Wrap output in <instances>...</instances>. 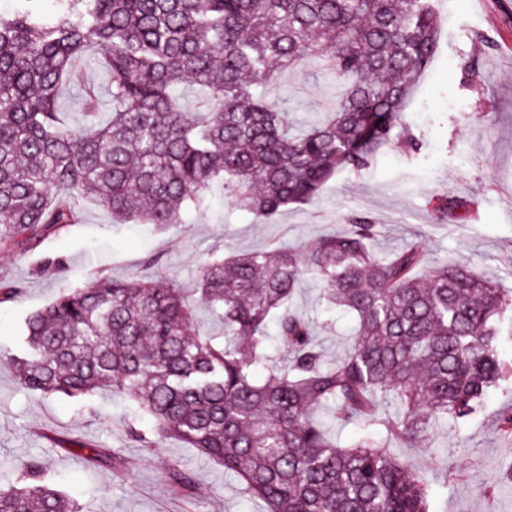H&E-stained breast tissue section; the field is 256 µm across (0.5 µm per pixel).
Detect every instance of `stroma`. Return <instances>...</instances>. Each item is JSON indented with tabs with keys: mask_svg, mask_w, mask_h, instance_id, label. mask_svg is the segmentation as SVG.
Listing matches in <instances>:
<instances>
[{
	"mask_svg": "<svg viewBox=\"0 0 512 512\" xmlns=\"http://www.w3.org/2000/svg\"><path fill=\"white\" fill-rule=\"evenodd\" d=\"M436 2L443 52L405 111L424 141L417 158H407L398 144L386 148L371 169L328 181L316 204L292 205L263 221L235 210L218 187L208 207L165 228L113 223L101 206L82 200L79 221L67 233L49 236L33 252H0V277L20 288L0 303V486L13 483L19 461L36 457L47 481L74 498L81 512H265L236 474L197 449L175 439L155 448L133 442L127 426L134 405L103 391L70 398L19 385L11 357L22 349L25 317L63 287L94 275L123 281L163 276L191 293L211 253L311 244L348 215L364 212L379 226L378 245L414 243L430 262L460 258L512 289V18L501 9L503 0ZM471 60L479 70L472 84L463 73ZM308 70L299 65L268 89L300 102L295 119L301 125L332 96L330 79L311 81ZM446 197L474 201L476 214L462 225L430 223L433 206ZM292 306L314 321L327 358L346 355L353 320L340 314L326 323L315 283L304 281ZM511 409L512 392H494L478 415L433 430L430 448L408 451L412 471L439 484L444 512H512V439L498 430ZM88 446L118 449L127 469L91 462ZM178 472L192 478L189 491L175 490Z\"/></svg>",
	"mask_w": 512,
	"mask_h": 512,
	"instance_id": "obj_1",
	"label": "stroma"
}]
</instances>
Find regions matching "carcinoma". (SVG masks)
Wrapping results in <instances>:
<instances>
[{
	"instance_id": "obj_1",
	"label": "carcinoma",
	"mask_w": 512,
	"mask_h": 512,
	"mask_svg": "<svg viewBox=\"0 0 512 512\" xmlns=\"http://www.w3.org/2000/svg\"><path fill=\"white\" fill-rule=\"evenodd\" d=\"M0 14V248L37 246L77 223L89 199L117 224L183 222L219 183L261 220L310 205L337 173L370 169L392 144L422 143L404 122L410 93L440 52L432 0H39ZM99 53L112 113L79 129L59 117L62 86L97 93L79 65ZM304 61L330 74L328 111L295 129V105L266 94ZM199 86L195 104L178 90ZM471 203L436 204V224ZM354 214L312 245L213 255L200 296L224 335L200 332L171 279L97 276L25 320L20 384L45 395L97 390L134 402L139 443L177 439L237 474L266 512H431V484L399 457L432 429L475 413L512 376V291L444 259L422 269L414 244L371 245ZM328 313L353 316L348 354L323 359L307 318L289 309L304 278ZM359 426L336 444L315 413ZM96 460L123 466L113 448ZM0 512H79L40 462L16 468Z\"/></svg>"
}]
</instances>
